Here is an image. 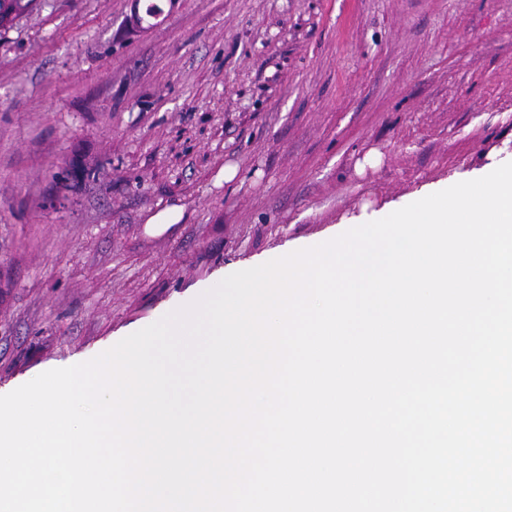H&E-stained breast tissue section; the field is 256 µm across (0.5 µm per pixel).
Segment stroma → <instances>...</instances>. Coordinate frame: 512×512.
<instances>
[{
	"label": "stroma",
	"instance_id": "stroma-1",
	"mask_svg": "<svg viewBox=\"0 0 512 512\" xmlns=\"http://www.w3.org/2000/svg\"><path fill=\"white\" fill-rule=\"evenodd\" d=\"M160 5L0 27V395L512 161V0Z\"/></svg>",
	"mask_w": 512,
	"mask_h": 512
}]
</instances>
